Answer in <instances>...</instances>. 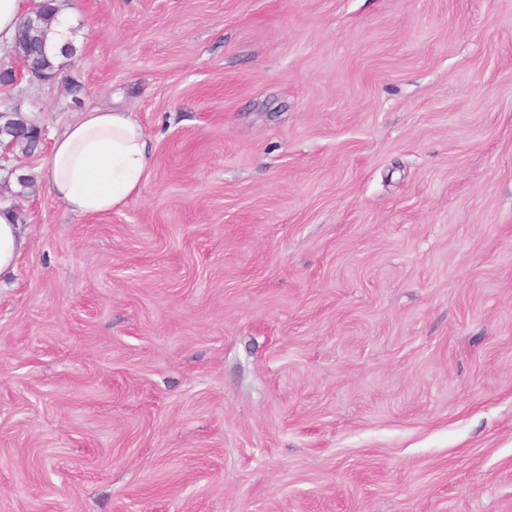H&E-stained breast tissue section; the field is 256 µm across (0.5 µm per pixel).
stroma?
Segmentation results:
<instances>
[{
    "mask_svg": "<svg viewBox=\"0 0 512 512\" xmlns=\"http://www.w3.org/2000/svg\"><path fill=\"white\" fill-rule=\"evenodd\" d=\"M0 90V512H512V0H67ZM81 91H72L69 80ZM134 113L141 194L45 177ZM151 143L131 112L94 109L53 143L46 176L54 197L77 216L123 209L150 174ZM27 242L19 224L9 212L0 208V275L13 272Z\"/></svg>",
    "mask_w": 512,
    "mask_h": 512,
    "instance_id": "stroma-1",
    "label": "stroma"
}]
</instances>
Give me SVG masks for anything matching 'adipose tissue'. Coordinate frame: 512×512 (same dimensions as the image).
<instances>
[{
  "label": "adipose tissue",
  "instance_id": "1",
  "mask_svg": "<svg viewBox=\"0 0 512 512\" xmlns=\"http://www.w3.org/2000/svg\"><path fill=\"white\" fill-rule=\"evenodd\" d=\"M151 143L133 113L94 109L53 143L46 176L54 197L78 216L107 215L140 195Z\"/></svg>",
  "mask_w": 512,
  "mask_h": 512
}]
</instances>
